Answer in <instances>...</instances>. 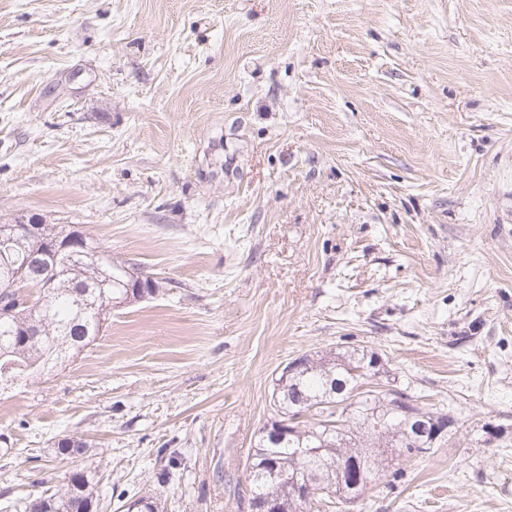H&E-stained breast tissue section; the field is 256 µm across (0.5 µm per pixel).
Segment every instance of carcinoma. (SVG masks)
<instances>
[{"mask_svg":"<svg viewBox=\"0 0 512 512\" xmlns=\"http://www.w3.org/2000/svg\"><path fill=\"white\" fill-rule=\"evenodd\" d=\"M85 237L88 249L70 263L50 291L39 289L47 268L61 269L64 256L47 258L27 273V279L10 290L4 279L9 271L0 268V306H9L8 321H0V368L13 366L10 383L41 376L63 365L73 351L93 344L108 327L112 298L132 294L133 300L155 293L153 288L137 291L116 285L113 278L124 262L112 257L109 248L68 225L45 224L42 233L22 239L13 260L20 264L44 251L49 238ZM45 319L44 330L34 329V318ZM377 360L365 349L329 352L299 358L300 366L286 381L276 379L273 401L278 422L293 430L281 436L261 433L247 459L248 501L258 507L276 502L290 512L296 492L291 479L308 480L314 488L308 507L311 512H330L338 503H349L381 480L378 453H395L407 466L416 465L428 448L412 446L414 426L406 416L389 407L388 391L371 389L367 367ZM0 377V388L6 383ZM86 447L79 439L57 443L58 454L75 457ZM285 473L273 479L270 463ZM101 486L97 475L73 469L54 486L35 497L39 512H93L100 505ZM119 507L136 506L134 512H158L148 495L117 494Z\"/></svg>","mask_w":512,"mask_h":512,"instance_id":"1","label":"carcinoma"}]
</instances>
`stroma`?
<instances>
[{
  "mask_svg": "<svg viewBox=\"0 0 512 512\" xmlns=\"http://www.w3.org/2000/svg\"><path fill=\"white\" fill-rule=\"evenodd\" d=\"M19 212L159 289L0 394V512L74 466L248 512L276 379L352 347L457 426L338 512H512V0H0Z\"/></svg>",
  "mask_w": 512,
  "mask_h": 512,
  "instance_id": "obj_1",
  "label": "stroma"
}]
</instances>
